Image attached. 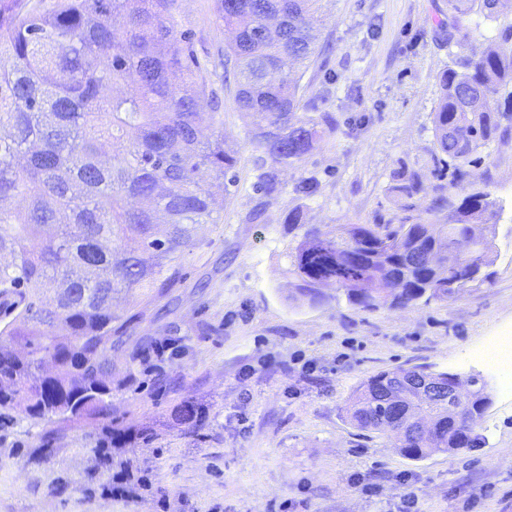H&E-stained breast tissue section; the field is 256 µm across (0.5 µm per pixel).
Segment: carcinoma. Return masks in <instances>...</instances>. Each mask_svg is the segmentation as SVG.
<instances>
[{
	"label": "carcinoma",
	"instance_id": "carcinoma-1",
	"mask_svg": "<svg viewBox=\"0 0 512 512\" xmlns=\"http://www.w3.org/2000/svg\"><path fill=\"white\" fill-rule=\"evenodd\" d=\"M323 2L215 0L234 101L253 117L248 140L262 153L254 189L264 197L279 191L280 171L299 168L337 130L336 117L300 94ZM503 2L448 0L438 28L451 41L465 17L494 18ZM129 79L135 93H105ZM438 82L435 183L399 165L388 187L392 211L373 224L323 232L304 224L302 208L289 213L293 300L316 305L331 286L360 311H396L490 282L499 211L486 191L490 170L477 182L471 166L483 149L512 141V33L470 47ZM206 89L176 0H0V253L12 257L0 265V440L17 436L28 464L40 467L75 429L92 428L83 444L94 472L80 486L90 497L112 496V449L153 439L114 413L112 397L132 390L133 378L122 362L126 320L113 300L171 287L192 226L210 217L201 169L226 189L237 181L238 151L224 130L204 136L214 124L199 110ZM300 110L312 116L295 118ZM463 183L471 192L461 197ZM16 197L25 208L8 205ZM442 213L446 224L435 220ZM160 223L168 226L162 238ZM45 226L55 233L42 238ZM411 370L434 380L435 397L414 400L395 379L401 369L381 371L349 397L348 422L384 434L398 401L404 423H429L399 442L402 456L480 447L488 382L469 379L470 418L452 430L453 374Z\"/></svg>",
	"mask_w": 512,
	"mask_h": 512
}]
</instances>
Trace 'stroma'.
I'll return each instance as SVG.
<instances>
[{
  "label": "stroma",
  "instance_id": "35a3bbf8",
  "mask_svg": "<svg viewBox=\"0 0 512 512\" xmlns=\"http://www.w3.org/2000/svg\"><path fill=\"white\" fill-rule=\"evenodd\" d=\"M446 0H326L320 50L300 81L305 101L332 113L339 129L300 168L280 175L272 198L256 194V152L249 118L234 103V82L219 59L224 27L214 0H179L183 28L205 66L224 134L238 151L239 182L209 181L208 223L164 296L141 290L118 301L133 320L125 349L152 351L164 389L149 387L116 402L154 439L137 450L131 471L147 480L135 499L86 497L89 465L81 438L64 441L52 463L34 471L0 444V512H398L404 494L421 512H512V393L476 355L512 332V143L483 151L500 200L492 284L456 300L363 313L339 292L309 306L288 298V215L330 230L371 224L388 208L398 164L427 169L434 148L438 76L466 47L436 32ZM315 177L302 199L295 186ZM262 223H249L255 208ZM421 366L489 382L492 404L477 428L480 448L420 462L394 442L362 435L343 408L368 377ZM204 409L196 438L179 410Z\"/></svg>",
  "mask_w": 512,
  "mask_h": 512
}]
</instances>
